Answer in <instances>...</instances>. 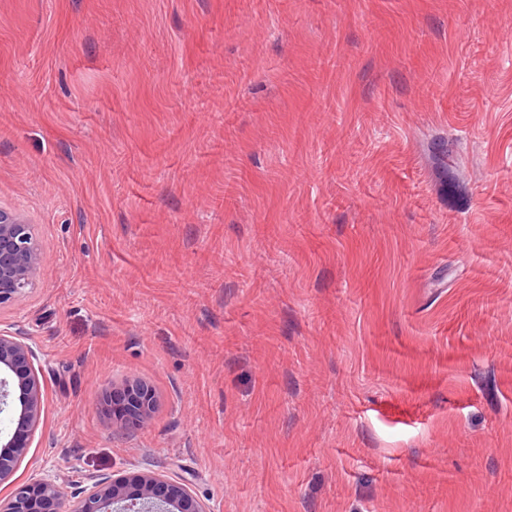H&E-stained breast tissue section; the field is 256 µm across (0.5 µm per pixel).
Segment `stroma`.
<instances>
[{
	"instance_id": "1",
	"label": "stroma",
	"mask_w": 512,
	"mask_h": 512,
	"mask_svg": "<svg viewBox=\"0 0 512 512\" xmlns=\"http://www.w3.org/2000/svg\"><path fill=\"white\" fill-rule=\"evenodd\" d=\"M0 208L45 385L0 495L512 512V0H0ZM41 270V246L32 224L19 212L0 208V309L32 288ZM126 401L112 417V425L123 429L127 424L144 425L152 416L155 407V393L152 387L142 383L128 384L122 390ZM38 487L41 495L29 491ZM76 502L67 499L56 477L19 484L0 498V512H208L185 486L169 485L149 474L97 479Z\"/></svg>"
}]
</instances>
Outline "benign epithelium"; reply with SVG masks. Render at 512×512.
<instances>
[{
	"instance_id": "1",
	"label": "benign epithelium",
	"mask_w": 512,
	"mask_h": 512,
	"mask_svg": "<svg viewBox=\"0 0 512 512\" xmlns=\"http://www.w3.org/2000/svg\"><path fill=\"white\" fill-rule=\"evenodd\" d=\"M41 270V246L32 225L19 212L0 209V308L11 305L34 286ZM32 345L0 328V412L13 410V433L0 438V482L10 478L19 458L27 451L32 433L40 424L45 389L35 371ZM126 401L112 417L123 429L130 423L144 425L152 416V387L128 384ZM0 512H207L184 486L169 485L149 474L97 479L72 503L56 477L46 475L19 484L0 498Z\"/></svg>"
}]
</instances>
